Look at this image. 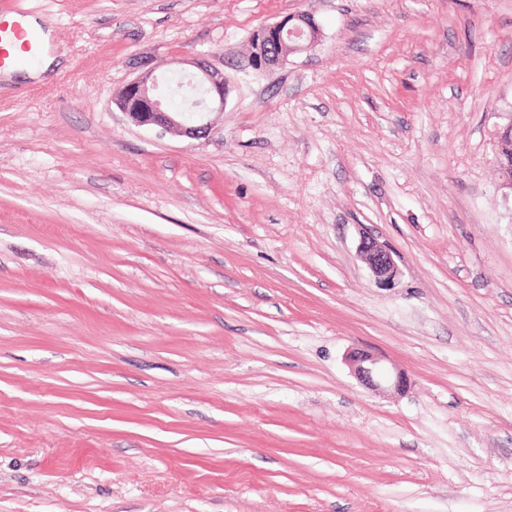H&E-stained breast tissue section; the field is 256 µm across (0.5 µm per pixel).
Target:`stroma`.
<instances>
[{
    "label": "stroma",
    "instance_id": "35a3bbf8",
    "mask_svg": "<svg viewBox=\"0 0 512 512\" xmlns=\"http://www.w3.org/2000/svg\"><path fill=\"white\" fill-rule=\"evenodd\" d=\"M297 12L322 40L255 68ZM20 14L58 64L0 68V512H512V0ZM200 57L230 85L208 136L118 109ZM359 253L377 282L386 287L392 286L398 274V267L391 252L374 238L364 236L359 243ZM347 361L358 382L373 391L399 393L406 388L407 378L403 372L390 373L380 366L378 358L366 351H353Z\"/></svg>",
    "mask_w": 512,
    "mask_h": 512
}]
</instances>
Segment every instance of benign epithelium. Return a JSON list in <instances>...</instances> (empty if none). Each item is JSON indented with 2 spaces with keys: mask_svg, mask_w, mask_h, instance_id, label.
I'll use <instances>...</instances> for the list:
<instances>
[{
  "mask_svg": "<svg viewBox=\"0 0 512 512\" xmlns=\"http://www.w3.org/2000/svg\"><path fill=\"white\" fill-rule=\"evenodd\" d=\"M320 24L309 13L298 12L281 18L258 31L252 39V62L257 67L276 66L293 54L301 53L321 41ZM188 65L196 72L190 74L193 86L203 97L192 116L171 107L160 91V76L154 68L140 72L121 90L116 105L129 120L141 127H159L196 139L212 127L209 116L224 111L229 86L224 72L207 60L193 59ZM498 166L502 175L501 187L512 192V153L500 154ZM359 253L377 282L392 286L398 267L390 251L374 238L365 236L359 243ZM347 361L358 382L373 391L399 393L406 388L403 372H389L380 366L378 358L366 351H353Z\"/></svg>",
  "mask_w": 512,
  "mask_h": 512,
  "instance_id": "benign-epithelium-1",
  "label": "benign epithelium"
}]
</instances>
